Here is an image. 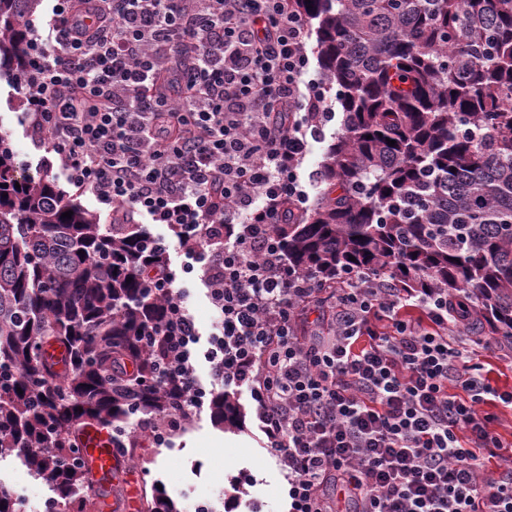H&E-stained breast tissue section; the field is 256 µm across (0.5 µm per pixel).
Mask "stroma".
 Returning <instances> with one entry per match:
<instances>
[{
	"instance_id": "obj_1",
	"label": "stroma",
	"mask_w": 512,
	"mask_h": 512,
	"mask_svg": "<svg viewBox=\"0 0 512 512\" xmlns=\"http://www.w3.org/2000/svg\"><path fill=\"white\" fill-rule=\"evenodd\" d=\"M27 110L14 85L0 80V135L8 136L27 174L47 178L58 188H65L58 156L39 146L24 122ZM341 126V117H334L323 135L310 145L302 178L311 200H318L325 189L320 178L321 164ZM479 338L473 329L465 335L474 363L482 367L492 386L512 391V346L488 349ZM237 400L242 415L236 428L216 426L209 408L204 407L192 416L169 447L154 448L147 439H139L134 448L135 459L127 464V474L112 482L113 496L125 498L130 486H137L140 494L128 512H144L145 493L159 488L175 502L179 512H188L196 500L214 499L220 490L230 489L232 477L244 471L254 476L257 484L249 488L248 500L241 502L236 512H248L253 498L265 505L267 512H288L287 483L264 447L251 400L245 393L238 394ZM0 481L10 486L21 502H35L43 508L50 501L47 481L31 476L17 458L0 459Z\"/></svg>"
}]
</instances>
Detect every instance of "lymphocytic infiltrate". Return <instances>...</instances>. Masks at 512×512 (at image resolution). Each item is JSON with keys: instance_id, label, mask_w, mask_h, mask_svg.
I'll use <instances>...</instances> for the list:
<instances>
[{"instance_id": "obj_1", "label": "lymphocytic infiltrate", "mask_w": 512, "mask_h": 512, "mask_svg": "<svg viewBox=\"0 0 512 512\" xmlns=\"http://www.w3.org/2000/svg\"><path fill=\"white\" fill-rule=\"evenodd\" d=\"M307 23L288 0H56L47 33H29L17 92L32 136L77 195L146 224V249L184 255L146 283L168 302L157 330L171 339L163 370L179 405L112 444L142 433L166 447L230 389L255 404L289 512H341L330 484L352 512H512V467L487 470L484 456L508 443L483 409H512V392L461 344L466 298L350 272L331 294L329 337L306 334L323 290L288 271L274 227L308 210L300 169L331 117ZM180 271L205 289L208 336Z\"/></svg>"}]
</instances>
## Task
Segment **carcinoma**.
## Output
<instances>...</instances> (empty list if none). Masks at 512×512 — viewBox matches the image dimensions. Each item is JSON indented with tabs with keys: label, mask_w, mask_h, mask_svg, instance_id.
Wrapping results in <instances>:
<instances>
[{
	"label": "carcinoma",
	"mask_w": 512,
	"mask_h": 512,
	"mask_svg": "<svg viewBox=\"0 0 512 512\" xmlns=\"http://www.w3.org/2000/svg\"><path fill=\"white\" fill-rule=\"evenodd\" d=\"M289 2L317 22L344 119L321 198L277 225L288 268L326 292L358 270L407 292L472 291L477 327L512 332V0ZM38 3L0 0V78L18 81ZM140 231L103 226L22 174L0 136V458L51 481L66 512L110 495L84 457L60 466L76 426L119 430L175 403V383H154L167 337L141 341L167 311L143 285L162 258L141 253ZM210 408L216 425L237 426L234 395L215 392ZM0 512H20L2 483ZM147 512L179 510L155 491Z\"/></svg>",
	"instance_id": "cac0c4a2"
}]
</instances>
